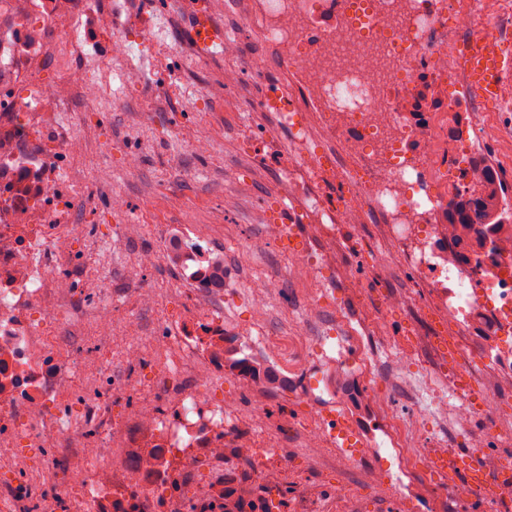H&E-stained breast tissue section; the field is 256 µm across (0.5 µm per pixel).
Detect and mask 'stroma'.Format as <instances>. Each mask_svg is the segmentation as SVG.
Instances as JSON below:
<instances>
[{
	"label": "stroma",
	"mask_w": 512,
	"mask_h": 512,
	"mask_svg": "<svg viewBox=\"0 0 512 512\" xmlns=\"http://www.w3.org/2000/svg\"><path fill=\"white\" fill-rule=\"evenodd\" d=\"M257 2L234 0L226 10L209 0H112V24L117 33L142 40V28L150 25L161 30L162 40H142L139 57L131 61L104 58L94 71L101 85L96 111H88L77 95L62 107L86 149L84 164L75 175L88 181L90 197L76 219L88 230L69 243L84 275H111L117 290L126 291L121 265L153 247L158 232L173 234L201 224L211 235L213 252L224 257L226 286L242 289L235 227L246 224L251 232H258L278 211L277 154L288 148V137L276 132L262 105V87L250 70L261 57L269 82L293 89L300 88L302 82L298 73L280 68L276 53L264 46L260 31L251 25ZM198 17L207 19L216 33L238 32L242 52L235 65L243 76L237 84L224 82L227 63L223 54L196 42L191 21ZM245 104L252 107L246 128L238 119V110ZM145 109L152 113L148 124L138 117ZM480 118L486 131L479 136L461 117L451 118L449 128L459 142L471 145L473 155L496 170L512 200V108L494 104ZM246 132L252 141L244 150L239 139ZM200 139L210 142L209 153L192 150V142ZM131 151L140 155V165L133 172L126 168ZM105 182L121 191L125 208L113 209L111 192L101 188ZM127 224L142 225V235L123 257L113 258L109 246ZM146 280L159 294L157 311L124 306L120 313L139 323L146 335L158 336L163 332L162 316L179 315L184 300L176 288L177 275L166 265L147 271ZM308 291L296 277L282 279L268 306L266 332L301 330L316 335L317 324H299V308ZM312 412L299 398L274 389L263 400L259 417L262 424L274 427ZM282 455L298 471L319 472L328 488L343 480L341 469L312 457L296 434H288Z\"/></svg>",
	"instance_id": "stroma-1"
}]
</instances>
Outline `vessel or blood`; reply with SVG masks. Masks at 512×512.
<instances>
[{
    "label": "vessel or blood",
    "instance_id": "vessel-or-blood-1",
    "mask_svg": "<svg viewBox=\"0 0 512 512\" xmlns=\"http://www.w3.org/2000/svg\"><path fill=\"white\" fill-rule=\"evenodd\" d=\"M464 70V87L467 95L483 102L494 101L499 85L512 81V38L504 37L503 49L496 57L484 52L481 36L467 39L460 59ZM479 451L471 448L449 450L446 458L440 459L439 467L446 478L471 475L481 466Z\"/></svg>",
    "mask_w": 512,
    "mask_h": 512
}]
</instances>
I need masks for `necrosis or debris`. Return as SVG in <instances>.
<instances>
[{"mask_svg": "<svg viewBox=\"0 0 512 512\" xmlns=\"http://www.w3.org/2000/svg\"><path fill=\"white\" fill-rule=\"evenodd\" d=\"M499 0H260L255 17L268 43L283 52L310 97V113H277L309 159L310 114H318L335 147L330 166L347 171L337 199L328 177L307 193L317 219L315 241L356 249L362 262L410 272L407 287H385L384 305L351 324L343 302L324 307L314 292L303 319L328 315L332 324L314 341L325 344L337 328L345 347H365L382 334L383 356L364 355L371 385L347 380L338 398L352 435L368 436L379 419L385 448L406 469L435 472V458L457 446L483 448L502 432L501 400L512 397V228L497 239L459 241L458 225L444 214L459 185L450 167L465 147L448 137L459 109L448 91L462 45ZM113 56L135 57L139 42L112 33L105 0H0V512H18L31 498L39 463L11 449L51 448L57 464L50 486L68 512H359L354 491L384 485L375 465H355L336 447L335 414L299 419L305 448L347 471L327 488L314 474H298L281 457L276 430L259 429L232 399L213 397L231 352L258 346L279 378H303L312 339L292 352L284 336L251 333L224 322L229 294L218 288L224 266L207 247L203 226L161 239L126 266L139 308L158 303L143 274L164 263L189 269L192 289L182 317L172 324L164 352L150 353L140 327L112 307L106 279L76 280L68 272L66 243L80 234L74 214L88 194L72 175L84 156L73 127L41 117L72 92L95 107L99 86L89 60L99 42ZM78 48L81 64L65 65L44 83L34 62L53 46ZM28 57L30 67L17 64ZM98 304L100 324L120 327L124 342L106 352L94 382L75 338L60 327L86 298ZM413 311L410 333L384 335L391 313ZM152 360L157 382L129 421L112 416L116 398L134 385L129 367ZM479 383L481 404L464 399L452 372ZM82 413L73 415V393ZM188 456L172 485L188 495L161 497L156 469L175 451Z\"/></svg>", "mask_w": 512, "mask_h": 512, "instance_id": "4bbe7bcc", "label": "necrosis or debris"}]
</instances>
